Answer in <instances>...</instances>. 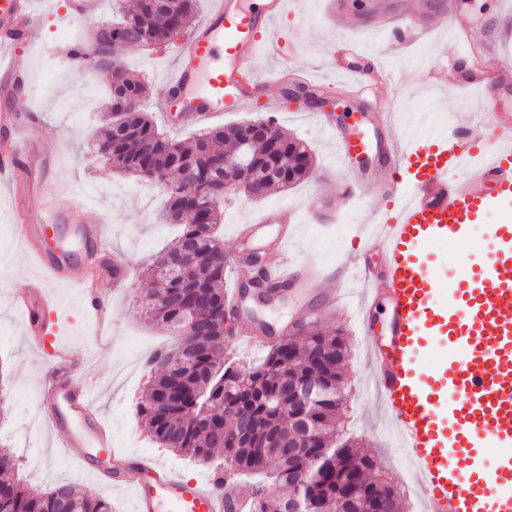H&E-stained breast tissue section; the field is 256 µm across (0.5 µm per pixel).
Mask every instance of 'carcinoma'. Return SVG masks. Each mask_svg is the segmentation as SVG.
Segmentation results:
<instances>
[{
  "instance_id": "obj_1",
  "label": "carcinoma",
  "mask_w": 512,
  "mask_h": 512,
  "mask_svg": "<svg viewBox=\"0 0 512 512\" xmlns=\"http://www.w3.org/2000/svg\"><path fill=\"white\" fill-rule=\"evenodd\" d=\"M195 11L196 0H170L164 11L155 10L150 0H136L106 27L116 43L158 47L186 31ZM115 82L96 152L119 173L142 179L162 171L163 217L180 225L176 240L154 266L155 291L141 300L148 319L178 336L176 349L158 350L145 362L146 387L135 403L143 430L159 446L195 460L223 450L224 466L213 470V488H223L225 475L252 480L255 512H289L290 500L270 501V486H295L294 475L303 470L306 455L323 451L329 462L321 474V500L336 501L341 480L351 477L366 492L363 508L400 512V495L374 475L373 460L359 455L348 440L336 446L345 405L336 380L348 357L342 333L307 329L302 336L285 334L257 364L224 356L236 336L224 292V272L231 260L217 235L224 217L226 159L239 155L241 143L249 141L248 173L237 191L263 199L276 188L315 176L308 144L269 117L206 128L185 140L167 137L141 109L146 86L123 73ZM184 245L191 249L189 279L163 275L160 266ZM313 374L319 375L329 397L311 414L306 454L290 460L285 445L302 427L281 382L285 376L302 381ZM16 469L14 456L0 451V512H112L103 499L79 493L67 483L26 488L15 477Z\"/></svg>"
}]
</instances>
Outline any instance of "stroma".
Wrapping results in <instances>:
<instances>
[{
	"mask_svg": "<svg viewBox=\"0 0 512 512\" xmlns=\"http://www.w3.org/2000/svg\"><path fill=\"white\" fill-rule=\"evenodd\" d=\"M335 2L290 0L276 23L285 37L293 29H303V42L288 43L285 50L291 53L295 66L320 82L329 95H337L341 88L338 73L357 66L355 59L332 57L330 47L340 39L351 38L362 54L394 77L384 95L399 116V138H408L413 122L421 117L438 130L447 125L452 111L463 116L483 111L512 114V83L492 88L487 99L482 98L479 88L468 85V74L458 60L460 50L453 27L457 21L469 26L474 52L493 50L512 64V34L503 27L504 18L512 17V0H366L377 10L368 25L360 23L352 9L337 12ZM64 6L65 0H48L36 17L40 41L29 50L30 69L23 90L33 111L43 117L38 137L60 139L65 146L67 187L82 190L95 205V218L108 227L111 251L128 269L122 283L107 278L100 284L113 316L111 343L106 351L89 356L75 380L96 384L100 413L111 425L118 447L156 459L185 478H204L211 473L208 466L158 447L140 427L133 400L142 394L144 380L124 385L113 379L124 359H142L157 348L176 344L175 337L145 318L140 301L152 286L148 274L151 259L170 244L177 229L156 220L164 202L160 187L134 175L112 172L95 152L93 144L107 110L112 75L70 68L58 50L66 41L60 22ZM412 14L420 17L421 29L404 43L394 44L390 37L393 26ZM178 49L175 41L156 49L129 46L115 61L116 67L144 79L148 88L144 108L148 112L158 110L164 96L161 79L172 69ZM275 121L309 145L316 157L317 176L273 192L259 202L241 193L228 196L219 228L225 253L238 255L236 227L254 212L271 217L268 234L276 236L279 226L274 217L279 208L288 206L295 210L299 225L291 260L333 269L365 254L363 229L373 211L385 209V202L369 189L349 190L335 143L307 113L287 109L276 113ZM10 197V190L0 186V448L16 456L17 477L27 486L45 489L65 481L78 491L106 499L112 512H133L129 493L116 489L113 481L84 471L79 449L64 447L43 423L41 403L49 381L48 362L35 357L24 319L14 305L15 295L35 276L36 265L15 236ZM500 220L499 214L486 215L465 238L430 244L427 251L441 277L453 279L461 258H490L495 245L488 227ZM299 306L300 300L294 295L262 309L249 300L236 327L244 329L259 319L281 329ZM358 306L355 297L343 296L336 306L323 309L315 323L344 331L350 355L342 421L353 441L360 444L362 454L371 457L380 472L400 486L409 476V467L401 448L384 428L382 412L368 390L372 364Z\"/></svg>",
	"mask_w": 512,
	"mask_h": 512,
	"instance_id": "stroma-1",
	"label": "stroma"
}]
</instances>
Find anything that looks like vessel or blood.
Listing matches in <instances>:
<instances>
[{"label": "vessel or blood", "mask_w": 512, "mask_h": 512, "mask_svg": "<svg viewBox=\"0 0 512 512\" xmlns=\"http://www.w3.org/2000/svg\"><path fill=\"white\" fill-rule=\"evenodd\" d=\"M37 4L0 0V78L8 82L0 105V182L18 192L17 235L42 270L15 305L27 334L52 364L44 418L66 447L80 449L86 470L96 471L104 459L123 462L120 485L132 490L134 512H250L252 493L239 483H225L219 493L209 483L117 448L100 415L95 386L73 381L85 358L60 341L63 304L82 309L98 349L109 345L112 317L99 292L108 274L100 262L107 228L76 217V209L87 205L80 193L74 207L55 214L53 226L26 219L30 209L56 197L64 160L55 140L43 142L37 154L27 151L40 117L17 89L29 68L25 47L35 36ZM286 8L287 0H263L257 10L245 8L242 0H209L204 21L186 36L162 79L165 117L204 121L220 112L249 111L260 100L267 111H281L269 88L290 70L273 27ZM263 53L279 61L269 81L255 74L254 61ZM354 75L349 86L360 97L370 83L389 80L375 69ZM396 125L393 113L376 112L364 114L358 126L332 131L345 168L351 169L357 156L377 153L380 163L371 179L389 202L387 210L376 212L366 236L382 270L366 269L364 294H383L391 303L384 340L371 345L374 395L413 472L421 512H512V119L499 121L483 137L471 121L452 112L446 133L420 131L402 142L392 137ZM489 212L506 216L491 230L496 259L479 267L461 259L456 284L445 283L424 259L427 246L465 237ZM50 228L62 243L47 251L39 243ZM264 274L297 288L326 281L324 306L335 304L351 282L349 270L326 276L288 260L268 265ZM57 283L69 288V295L57 294ZM439 343L448 347L447 360L420 368L417 354ZM485 446L501 450L494 471L476 466L459 477L456 457L476 456Z\"/></svg>", "instance_id": "1"}]
</instances>
